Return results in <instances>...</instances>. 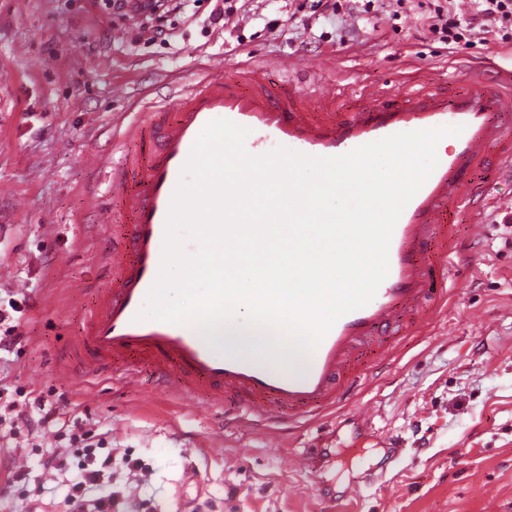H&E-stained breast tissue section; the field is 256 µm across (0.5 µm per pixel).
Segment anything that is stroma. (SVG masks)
<instances>
[{
    "label": "stroma",
    "instance_id": "1",
    "mask_svg": "<svg viewBox=\"0 0 512 512\" xmlns=\"http://www.w3.org/2000/svg\"><path fill=\"white\" fill-rule=\"evenodd\" d=\"M228 4L230 20L214 22ZM184 5L165 19L163 43L106 0H0V336H23L0 348V512H63L38 462L86 431L111 443L115 483L137 488L138 510L122 498L112 512H512V174L501 170L479 177L489 205L461 215L458 271L427 301L434 326L393 329L397 360L365 362L356 395L335 410L292 415L262 440L237 427V400L189 402L149 367L127 386L90 366L80 338L112 251L95 222L110 199L98 161L119 165L115 130L146 106L245 68L315 112L323 82L353 105L364 88L454 90L512 70L511 28L484 43L432 31L436 7L459 15L470 0ZM295 59L313 71L284 70ZM42 404L58 424L40 422ZM319 440L316 472L288 468ZM15 470L26 480L9 483ZM371 471L381 480L343 499Z\"/></svg>",
    "mask_w": 512,
    "mask_h": 512
}]
</instances>
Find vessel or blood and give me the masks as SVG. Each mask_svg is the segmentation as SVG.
<instances>
[{
  "mask_svg": "<svg viewBox=\"0 0 512 512\" xmlns=\"http://www.w3.org/2000/svg\"><path fill=\"white\" fill-rule=\"evenodd\" d=\"M320 97L323 109L314 113L302 97L275 95L255 74L211 75L180 92L170 106L143 113L124 128L126 143L144 140L151 128L158 136L149 150L125 152L121 170L112 175L114 205L99 212L119 245L106 258L110 282L99 291L83 333L93 362H111L128 382L149 363L167 392L213 405L227 396L239 398L238 426L265 435L288 411L339 403L342 379L355 373V349L364 337L388 329L402 315L417 329L433 323L435 313L423 302L447 283L460 255L455 216L485 203L474 174L493 164L512 172V127L501 120L512 112V71L451 93L405 86L391 103L366 89L359 107L342 118L336 115L335 86H322ZM215 119L249 128L246 148L254 155L283 146L337 156L395 133L462 128L449 137L437 167L402 212L391 238L389 272L374 299L337 319L303 372L287 374L219 352L189 326L136 318L159 270L182 167Z\"/></svg>",
  "mask_w": 512,
  "mask_h": 512,
  "instance_id": "vessel-or-blood-1",
  "label": "vessel or blood"
}]
</instances>
